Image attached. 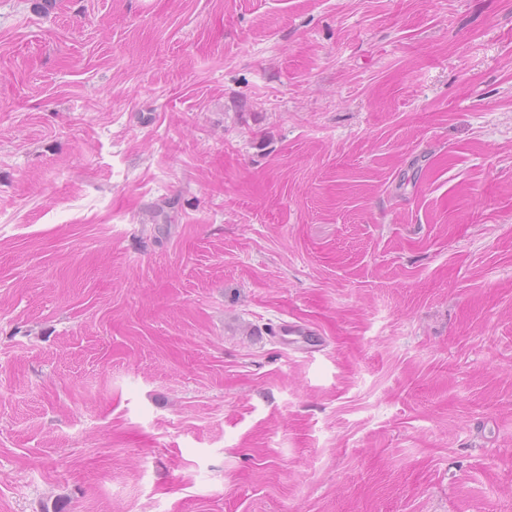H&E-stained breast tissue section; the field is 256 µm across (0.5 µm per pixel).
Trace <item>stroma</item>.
I'll return each mask as SVG.
<instances>
[{"label":"stroma","instance_id":"stroma-1","mask_svg":"<svg viewBox=\"0 0 512 512\" xmlns=\"http://www.w3.org/2000/svg\"><path fill=\"white\" fill-rule=\"evenodd\" d=\"M0 512H512V0H0Z\"/></svg>","mask_w":512,"mask_h":512}]
</instances>
